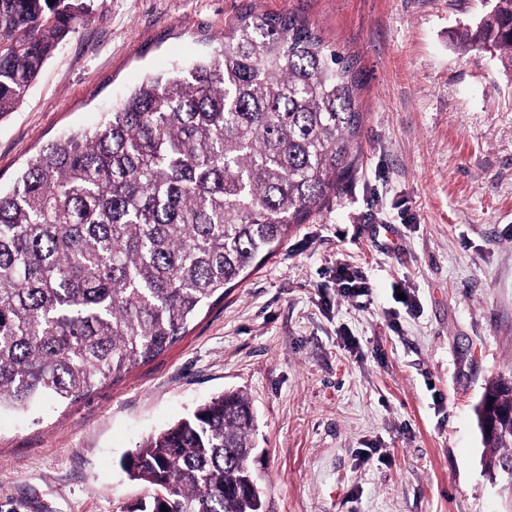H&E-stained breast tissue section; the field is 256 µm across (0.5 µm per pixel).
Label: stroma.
Masks as SVG:
<instances>
[{"mask_svg":"<svg viewBox=\"0 0 512 512\" xmlns=\"http://www.w3.org/2000/svg\"><path fill=\"white\" fill-rule=\"evenodd\" d=\"M248 7L362 71L354 173L163 354L0 414V512H125L144 488L123 458L227 389L253 405L270 512H512L474 416L512 380V70L457 44L487 0H96L0 118V187ZM342 267L369 296H340Z\"/></svg>","mask_w":512,"mask_h":512,"instance_id":"35a3bbf8","label":"stroma"}]
</instances>
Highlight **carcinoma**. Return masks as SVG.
<instances>
[{"instance_id": "carcinoma-1", "label": "carcinoma", "mask_w": 512, "mask_h": 512, "mask_svg": "<svg viewBox=\"0 0 512 512\" xmlns=\"http://www.w3.org/2000/svg\"><path fill=\"white\" fill-rule=\"evenodd\" d=\"M92 14L89 0H0V117ZM512 67V0L458 35ZM363 74L296 14L251 10L219 51L149 77L95 129L47 143L0 192V412L63 402L177 343L336 194L357 157ZM512 382L486 384L485 466L512 457ZM255 416L223 391L122 466L127 512H267Z\"/></svg>"}]
</instances>
